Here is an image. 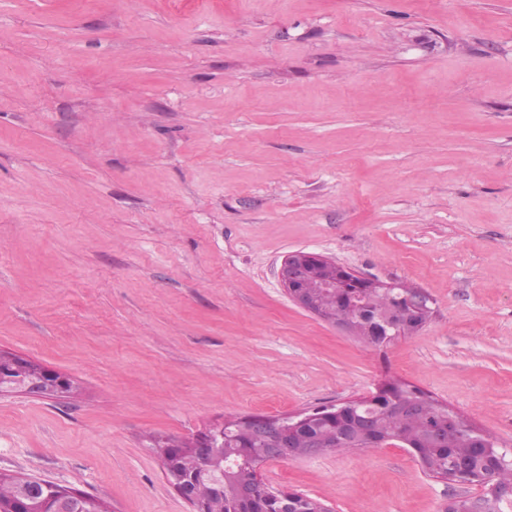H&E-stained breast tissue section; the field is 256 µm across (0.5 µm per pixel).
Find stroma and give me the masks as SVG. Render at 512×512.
<instances>
[{"label": "stroma", "mask_w": 512, "mask_h": 512, "mask_svg": "<svg viewBox=\"0 0 512 512\" xmlns=\"http://www.w3.org/2000/svg\"><path fill=\"white\" fill-rule=\"evenodd\" d=\"M427 294L364 345L288 253ZM0 351L74 378L0 397V471L190 512L149 435L418 387L512 448V0H0ZM330 512L479 486L405 447L259 467Z\"/></svg>", "instance_id": "1"}]
</instances>
